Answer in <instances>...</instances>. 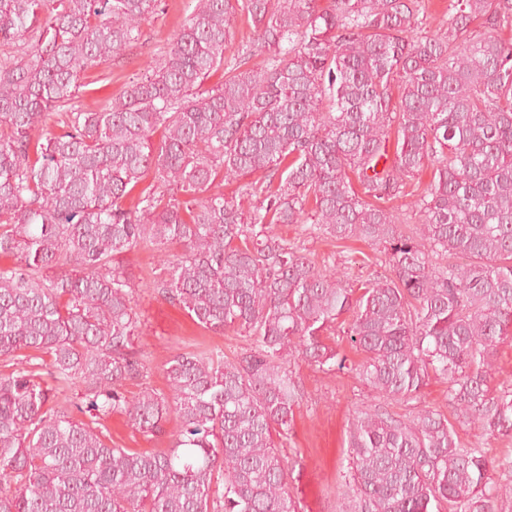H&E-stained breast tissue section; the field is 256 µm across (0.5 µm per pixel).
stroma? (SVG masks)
<instances>
[{
    "label": "stroma",
    "instance_id": "obj_1",
    "mask_svg": "<svg viewBox=\"0 0 512 512\" xmlns=\"http://www.w3.org/2000/svg\"><path fill=\"white\" fill-rule=\"evenodd\" d=\"M195 5L196 0H160L157 13L142 24L139 41L127 46L119 61L93 68L82 77L76 107L93 112L109 98L119 96L163 55L171 39L192 15ZM278 231L316 262H329L337 272L353 277L390 272L382 247L363 241L312 237L302 233L296 224L279 226ZM139 306L146 321L139 344L150 359L147 383L156 390H166L162 365L178 346L186 343L217 345L223 348L225 357L231 359L247 345L243 336L203 330L151 289H140ZM291 368L301 389L293 437L287 448L288 454L298 460L291 488L299 497L303 512H336L352 414L356 408L370 404L374 394L351 373H324L299 359L292 360ZM106 426L113 446L142 451L167 447L168 434L177 430L178 422L169 420L165 434L155 437L135 431L122 415L112 416Z\"/></svg>",
    "mask_w": 512,
    "mask_h": 512
}]
</instances>
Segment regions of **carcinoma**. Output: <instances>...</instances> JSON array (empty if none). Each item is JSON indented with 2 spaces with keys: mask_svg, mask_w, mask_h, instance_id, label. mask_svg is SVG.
<instances>
[{
  "mask_svg": "<svg viewBox=\"0 0 512 512\" xmlns=\"http://www.w3.org/2000/svg\"><path fill=\"white\" fill-rule=\"evenodd\" d=\"M158 7L0 0V46L17 48L0 64V512H301L295 357L375 394L352 416L338 512H509L512 458L458 429L512 438V386L494 383L512 335V0H449L435 36L422 0H197L149 75L73 109L81 74ZM239 14L254 38L228 61ZM257 173L248 209L220 191ZM406 197L407 231L386 206ZM277 224L381 245L393 276L336 277ZM140 248L165 255L149 287L248 347L178 348L168 391L145 385L124 260ZM335 326L359 362L327 343ZM433 376L448 416L421 402ZM114 414L179 429L165 450L116 448ZM458 433L460 440L466 447L479 446V448H484L491 458L498 459L505 454L512 456V440L489 438L481 431L468 427L458 429Z\"/></svg>",
  "mask_w": 512,
  "mask_h": 512,
  "instance_id": "obj_1",
  "label": "carcinoma"
}]
</instances>
